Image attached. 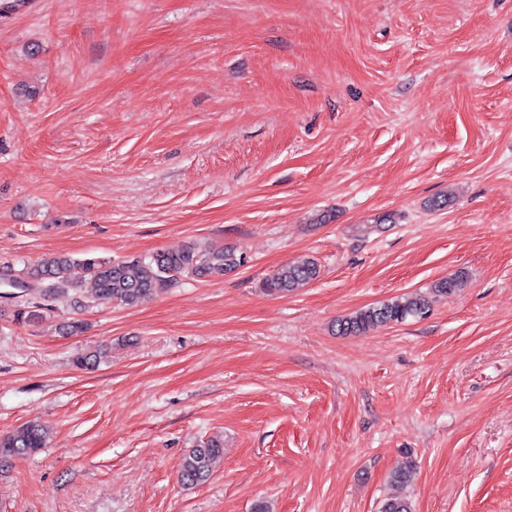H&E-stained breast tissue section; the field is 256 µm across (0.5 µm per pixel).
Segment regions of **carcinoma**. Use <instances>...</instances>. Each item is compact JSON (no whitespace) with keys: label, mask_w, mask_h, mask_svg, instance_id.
I'll return each instance as SVG.
<instances>
[{"label":"carcinoma","mask_w":512,"mask_h":512,"mask_svg":"<svg viewBox=\"0 0 512 512\" xmlns=\"http://www.w3.org/2000/svg\"><path fill=\"white\" fill-rule=\"evenodd\" d=\"M75 259L69 254H56L37 264L25 265L11 278H19L32 286H44L50 295L75 291L100 303L134 307L171 287L182 277L221 278L225 273L244 265L245 258L229 247L212 243L192 242L177 251H157L150 256L133 260L112 261L99 258L82 260L85 278L79 283L70 279ZM318 264L305 259L285 264L262 282L265 292L288 295L317 279ZM460 273L436 281L429 295H412L391 299L344 317L337 323L344 335H365L381 326L404 323L408 319L426 318L433 301L446 297L464 284ZM46 426L29 422L0 436V466L14 458L30 456L46 447ZM224 444L209 439L190 450L178 465V478L185 486H197L211 475L212 466L221 457ZM415 471L413 460L394 470L390 482L402 487L411 481ZM378 512H413L408 498L395 495L385 499Z\"/></svg>","instance_id":"1"}]
</instances>
